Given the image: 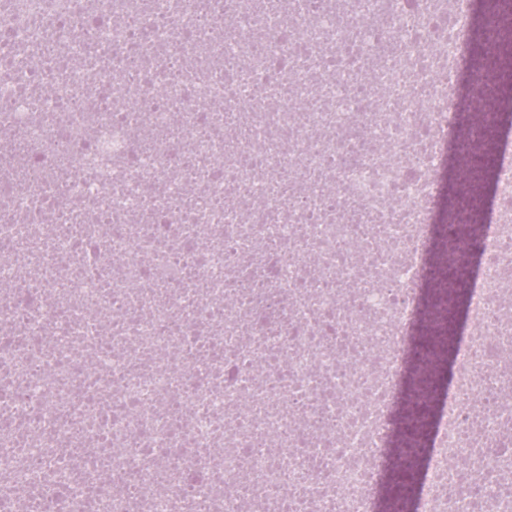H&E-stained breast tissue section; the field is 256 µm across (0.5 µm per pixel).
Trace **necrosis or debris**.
<instances>
[{"label":"necrosis or debris","instance_id":"4bbe7bcc","mask_svg":"<svg viewBox=\"0 0 512 512\" xmlns=\"http://www.w3.org/2000/svg\"><path fill=\"white\" fill-rule=\"evenodd\" d=\"M463 0H0V512H378ZM416 512H512V142Z\"/></svg>","mask_w":512,"mask_h":512}]
</instances>
